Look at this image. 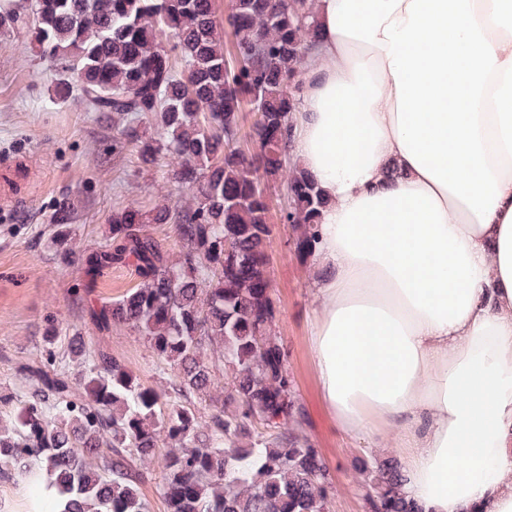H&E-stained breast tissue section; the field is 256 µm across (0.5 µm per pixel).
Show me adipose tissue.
Instances as JSON below:
<instances>
[{"label": "adipose tissue", "instance_id": "obj_1", "mask_svg": "<svg viewBox=\"0 0 512 512\" xmlns=\"http://www.w3.org/2000/svg\"><path fill=\"white\" fill-rule=\"evenodd\" d=\"M323 402L424 512H512V0H315Z\"/></svg>", "mask_w": 512, "mask_h": 512}]
</instances>
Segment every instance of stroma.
<instances>
[{"instance_id": "35a3bbf8", "label": "stroma", "mask_w": 512, "mask_h": 512, "mask_svg": "<svg viewBox=\"0 0 512 512\" xmlns=\"http://www.w3.org/2000/svg\"><path fill=\"white\" fill-rule=\"evenodd\" d=\"M55 72L30 39L0 34V161L25 159L13 186L25 206L0 205V394L23 396L29 386L19 365L63 354L80 334L93 349L112 353L149 387L169 395L173 378L160 369L143 341L129 329L100 330L89 307L137 285L133 266H115L92 292L76 297L77 264L63 259L53 242L60 204L70 206L75 249L109 244L113 211L133 204L151 209L169 191L165 169L146 170L132 154L112 152V115L86 108L80 91L60 101L52 95ZM284 185L270 191L273 233L268 252L272 297L278 307L275 334L287 354L306 432L319 448L338 489L331 512H366L364 465L377 453L367 438L345 433L321 398L311 340L318 308L316 259L300 260L289 245L290 229L279 217L287 205ZM57 329L55 345L47 333Z\"/></svg>"}]
</instances>
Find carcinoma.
<instances>
[{"instance_id": "1", "label": "carcinoma", "mask_w": 512, "mask_h": 512, "mask_svg": "<svg viewBox=\"0 0 512 512\" xmlns=\"http://www.w3.org/2000/svg\"><path fill=\"white\" fill-rule=\"evenodd\" d=\"M27 2L21 11L0 0V30L32 33L56 62L54 95L67 99L79 85L93 110L116 115L113 153L171 173L176 200L114 211L111 247L71 253L64 223L54 239L80 264L86 291L104 270L134 265L139 285L90 316L101 329L123 325L139 336L173 371L175 396L162 401L123 361L74 336L75 377L51 357L19 368L34 390L15 422L0 425V474H16L38 499L46 472L56 497L45 512H147L141 486L152 463L162 468L167 512H330L335 489L273 334L272 225L261 189L286 182L291 206L280 222L291 226L298 257L314 256L324 202L286 154L316 39L310 0H235L224 19L216 0ZM248 106L259 113V145L245 157L238 134ZM146 115L160 137L142 130ZM152 224L173 225L177 260ZM225 368L220 401L212 389ZM368 480L369 512H423L403 493L393 456L380 453Z\"/></svg>"}]
</instances>
